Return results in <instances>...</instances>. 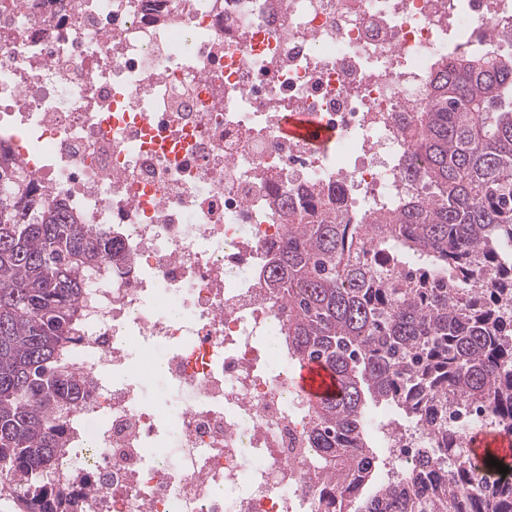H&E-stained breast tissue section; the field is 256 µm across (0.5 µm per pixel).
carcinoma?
Wrapping results in <instances>:
<instances>
[{
    "label": "carcinoma",
    "mask_w": 512,
    "mask_h": 512,
    "mask_svg": "<svg viewBox=\"0 0 512 512\" xmlns=\"http://www.w3.org/2000/svg\"><path fill=\"white\" fill-rule=\"evenodd\" d=\"M431 103L409 117L412 155L429 197L410 196L374 219L441 274L498 266L492 242L512 240V58L461 56L429 82ZM17 164L0 169V508L69 512L68 487L51 482L68 413L85 397L64 353L79 341V301L92 266L112 258L55 200L33 204ZM366 224H338L330 210L288 215L264 270L288 309L297 359L319 360L339 389L314 405L308 447L336 469L327 480L338 512H512V475L474 487L473 448L442 432L419 466L364 503L376 458L364 429L367 399L418 425L448 423V402L489 410L486 432L512 429V288L409 285L399 262L372 267L360 246ZM447 463L421 491V475Z\"/></svg>",
    "instance_id": "cac0c4a2"
}]
</instances>
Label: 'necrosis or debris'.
<instances>
[{"label":"necrosis or debris","instance_id":"necrosis-or-debris-1","mask_svg":"<svg viewBox=\"0 0 512 512\" xmlns=\"http://www.w3.org/2000/svg\"><path fill=\"white\" fill-rule=\"evenodd\" d=\"M511 44L512 0H0V146L112 235L65 356L74 512H328L263 275L287 209L319 186L360 224L426 195L404 113L441 61ZM290 112L335 140L283 135ZM393 416L367 426L401 476L434 432Z\"/></svg>","mask_w":512,"mask_h":512}]
</instances>
